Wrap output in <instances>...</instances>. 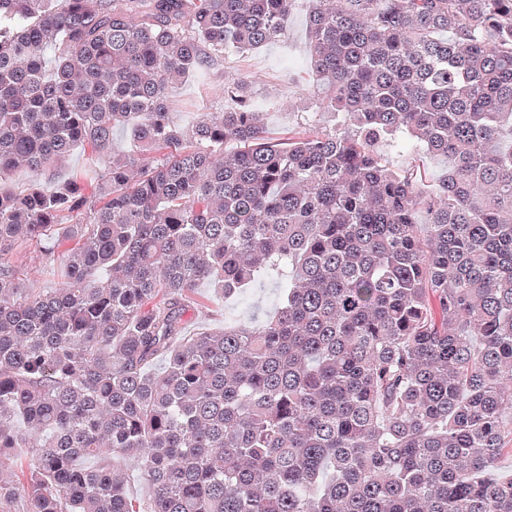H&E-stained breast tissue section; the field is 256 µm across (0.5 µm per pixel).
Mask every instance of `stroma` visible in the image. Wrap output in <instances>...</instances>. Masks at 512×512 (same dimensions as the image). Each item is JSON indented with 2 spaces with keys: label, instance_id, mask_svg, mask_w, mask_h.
Instances as JSON below:
<instances>
[{
  "label": "stroma",
  "instance_id": "35a3bbf8",
  "mask_svg": "<svg viewBox=\"0 0 512 512\" xmlns=\"http://www.w3.org/2000/svg\"><path fill=\"white\" fill-rule=\"evenodd\" d=\"M311 9V0H296L288 18L285 38L224 63V70L228 74L246 73L251 76L254 98L267 105L265 125L269 136L273 138L282 137L288 130L302 124L325 125L329 122L327 115L315 112L312 98L306 92L307 87L313 83L308 70L307 21ZM170 100L174 122L184 127L190 126L198 113L214 110L217 106L216 98L198 79L176 86L170 94ZM90 164L88 156L79 151L59 164L54 176L35 170H18L0 182V190L19 193L34 185H47L52 178L64 181L88 168ZM275 297V282L271 279L260 282L247 306L238 304L237 300L215 295L204 284L199 286L196 293L197 300L208 305L213 312L206 322L210 328L223 326L224 312L228 309L236 310L246 321L256 315H272L276 311Z\"/></svg>",
  "mask_w": 512,
  "mask_h": 512
}]
</instances>
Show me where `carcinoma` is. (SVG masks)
Instances as JSON below:
<instances>
[{
    "mask_svg": "<svg viewBox=\"0 0 512 512\" xmlns=\"http://www.w3.org/2000/svg\"><path fill=\"white\" fill-rule=\"evenodd\" d=\"M294 2L0 0V180L105 162L0 190V512H512V0H312L331 124L268 137L238 75L175 126ZM273 274L275 315L186 331ZM211 80L203 86L201 80H189L172 89V118L181 126H190L197 117V112L213 111L218 107L216 99L210 91ZM377 149L385 155V158L395 168L406 169L419 167L422 174H425L424 184L428 185L438 177L442 176L446 172V163L443 159L423 154L421 152H413L403 150L400 152L394 151L387 147L384 143L377 145ZM92 161L87 154L77 151L72 154L65 162L59 164L55 169V182H60L71 178L76 172L88 168ZM54 182L48 181V175L35 170H17L13 172L6 180L0 182L2 191L8 193H19L32 185H42L50 189ZM24 255L21 262L20 277L25 281L28 288L35 291L46 288H56L58 286V277L56 268L47 266L41 259V253L34 245H24L20 247Z\"/></svg>",
    "mask_w": 512,
    "mask_h": 512,
    "instance_id": "obj_1",
    "label": "carcinoma"
}]
</instances>
